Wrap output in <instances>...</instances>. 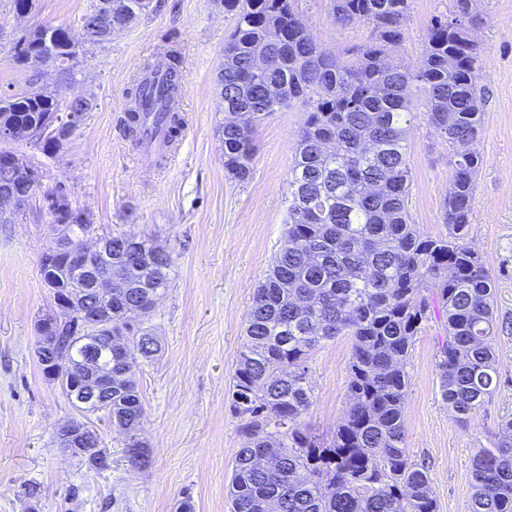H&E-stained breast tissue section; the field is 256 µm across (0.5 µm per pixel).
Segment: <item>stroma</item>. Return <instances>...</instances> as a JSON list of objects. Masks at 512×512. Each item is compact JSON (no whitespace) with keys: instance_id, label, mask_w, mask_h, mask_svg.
I'll return each instance as SVG.
<instances>
[{"instance_id":"obj_1","label":"stroma","mask_w":512,"mask_h":512,"mask_svg":"<svg viewBox=\"0 0 512 512\" xmlns=\"http://www.w3.org/2000/svg\"><path fill=\"white\" fill-rule=\"evenodd\" d=\"M89 0H35L23 17L0 0V95L54 91L68 98L70 83L54 70L19 68L9 49L39 25L78 27ZM471 30L483 59L475 84L484 94L485 124L471 149L483 158L472 211L470 244L495 281L500 320L512 323V0H476ZM329 0H298L312 35L333 53L361 44L366 30L336 27ZM453 0H412L399 59L417 65L427 25L449 14ZM229 19L217 0H154L149 15L122 29L106 48L86 57L81 88L97 103L59 156L32 144L14 151L38 166L43 187L61 183L74 208L89 213L100 232L147 236L175 257L167 294L147 320L161 343L159 357L135 374L145 408L140 432L151 455L148 469L128 460L124 435L110 423L96 427L112 457L110 470H88L60 449L56 430L74 416L58 383L48 380L36 353L35 323L52 308L40 258L53 245L52 218L31 201L22 218L0 224V512H176L190 495L194 512H231L228 484L241 446L240 420L229 407V385L254 290L284 244L288 172L305 110L277 112L254 132L250 179L224 170L219 128ZM181 58L186 124L171 167L140 158L121 123L129 90L146 63L167 50ZM409 211L421 231L446 234L442 207L454 176L447 143L414 126L408 134ZM430 322L418 334L406 370V444L428 469L437 512H468L471 462L492 447L502 421L512 418V330L497 342L499 384L468 425L442 403L436 342ZM351 345L340 336L309 360L315 401L306 418L331 436L347 403Z\"/></svg>"}]
</instances>
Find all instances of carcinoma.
<instances>
[{"mask_svg": "<svg viewBox=\"0 0 512 512\" xmlns=\"http://www.w3.org/2000/svg\"><path fill=\"white\" fill-rule=\"evenodd\" d=\"M475 0H454L451 16L433 17L423 60L410 67L394 58L403 41L410 0H329L333 22L366 27V40L349 55L326 52L312 36L296 0H224L231 26L224 36V170L244 182L252 174L253 132L275 112L306 109L288 179L286 241L253 296L247 313L230 396L240 419L241 448L229 483L234 512H436L424 467L409 455L405 370L415 336L434 318L443 321L436 373L439 395L466 425L499 383L495 349L500 321L494 282L480 253L468 243L475 187L482 160L464 145L476 140L484 121L483 97L473 78L482 62L470 31ZM97 0L80 18L84 42L104 47L112 36L148 13L144 0H112L122 16L96 29L90 19ZM14 61L33 74L47 62L77 84L83 73L79 46L67 26L42 25L16 44ZM164 92L138 79L127 112L130 135L157 112L175 134L182 124L168 99L181 87L176 54L164 62ZM50 91L0 95V126L12 141L67 111ZM455 151V174L443 205L445 236H431L411 222V172L407 136L418 115ZM76 127L61 124L41 141L54 158ZM16 169L0 165V183H17L29 166L10 148ZM53 218L65 224L71 242L85 236L72 219L68 193ZM112 348L94 357L102 375L112 374V392L85 407L70 399L66 379L54 380L84 419L112 417L126 436L129 462L146 469L151 458L138 432L145 406L135 383L140 363L160 349L125 311L162 296L175 266L172 253L144 236L111 233ZM55 269L66 281L57 297L80 296L90 286L66 256ZM65 345L42 368L80 370L91 337L67 324ZM351 341L349 403L333 434L323 438L305 423L314 401L308 360L324 341ZM468 512H512V419L501 423L492 449L472 459Z\"/></svg>", "mask_w": 512, "mask_h": 512, "instance_id": "carcinoma-1", "label": "carcinoma"}]
</instances>
